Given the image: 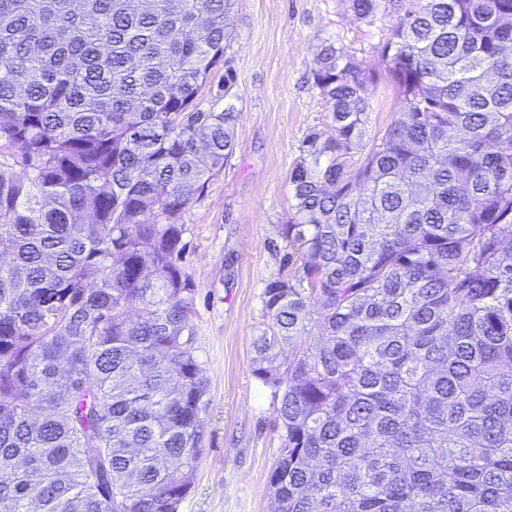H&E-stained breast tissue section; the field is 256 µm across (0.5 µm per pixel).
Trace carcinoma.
<instances>
[{
	"instance_id": "obj_1",
	"label": "carcinoma",
	"mask_w": 512,
	"mask_h": 512,
	"mask_svg": "<svg viewBox=\"0 0 512 512\" xmlns=\"http://www.w3.org/2000/svg\"><path fill=\"white\" fill-rule=\"evenodd\" d=\"M231 7L0 0V512H178L192 486L182 218L235 147V110L195 104ZM380 56L404 108L358 159L376 72L317 54L332 131L281 227L309 260L260 294L274 512H512V0H417Z\"/></svg>"
}]
</instances>
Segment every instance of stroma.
I'll use <instances>...</instances> for the list:
<instances>
[{
    "label": "stroma",
    "mask_w": 512,
    "mask_h": 512,
    "mask_svg": "<svg viewBox=\"0 0 512 512\" xmlns=\"http://www.w3.org/2000/svg\"><path fill=\"white\" fill-rule=\"evenodd\" d=\"M411 0H380L357 19L350 0H234L224 61L196 99L234 105L236 148L205 196L187 206L181 265L196 284L193 348L209 381L200 417L202 455L179 512H272L268 479L280 448L277 402L255 378L252 343L263 327L259 296L285 255L303 264L280 229L293 203L288 174L311 131L331 125L314 84L323 42L343 44L375 68L366 143L382 137L404 102L379 62L382 39ZM235 81L225 86L226 72Z\"/></svg>",
    "instance_id": "1"
}]
</instances>
